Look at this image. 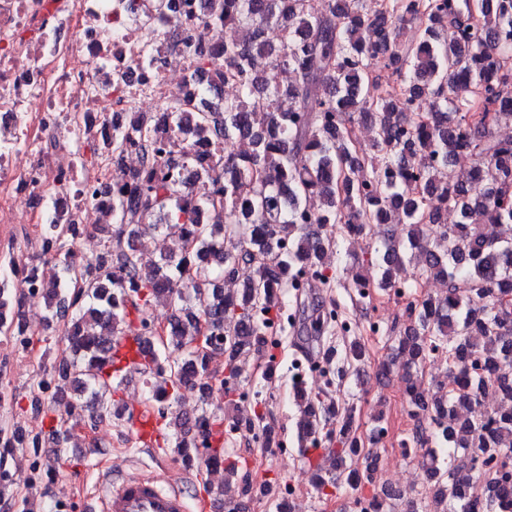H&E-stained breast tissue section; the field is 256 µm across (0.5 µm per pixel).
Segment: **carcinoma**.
Here are the masks:
<instances>
[{
	"mask_svg": "<svg viewBox=\"0 0 512 512\" xmlns=\"http://www.w3.org/2000/svg\"><path fill=\"white\" fill-rule=\"evenodd\" d=\"M199 19L231 24L237 37L217 51L196 48L190 92L175 111L128 112L102 142L117 171L128 152L139 158V167L107 191L112 223L93 227L105 251L78 265L71 225H43L58 268L43 287L47 324L64 319L71 356L43 367L37 390L57 375L90 393L98 417L111 414L126 380L104 371L118 335L149 345L140 375L156 378L149 401L164 403L189 385L213 383L219 356H234L224 361L222 383L252 375L249 359L265 346L274 319L289 323L282 335L307 342L348 333L335 299L317 301L307 314L305 298L294 292L303 270L319 267L338 246L333 233H311L308 225L341 224L351 235L401 215L405 240L385 244L377 287L414 288L425 278L446 281L448 290L408 304L412 324L391 339L392 349L416 372L442 352L454 374L453 387L431 401L408 374L410 416L427 425L417 452L434 486L410 512H512V311L500 306L512 299V140H484L480 126L466 120L478 92L493 122L512 121V0H383L370 13L364 0H199L177 35ZM413 20L424 29L409 41L402 31ZM377 55L394 77L387 87L369 68ZM258 57L293 72L295 81L282 85L260 74ZM226 82L236 85L234 96L198 108L204 90ZM420 98L432 99L433 109L415 116ZM358 118L378 129L368 153L356 139ZM232 139L249 149L224 156ZM462 153L478 165L445 180L448 163ZM177 168L190 177L180 178ZM448 209L457 211L458 223L440 222ZM483 224L504 232L487 236ZM159 234L177 237L181 253L161 250L146 266L141 255ZM415 251L424 264L409 279L405 260ZM241 267L252 271L242 293L224 292V280ZM13 288L0 283V308L20 302ZM160 300L175 315L156 346L144 312ZM171 350L182 357L170 358ZM365 355L356 340L336 353L348 367ZM490 392L498 400L493 412L458 416ZM297 394L304 401L299 436L313 443L321 401L300 387ZM39 411L47 420L43 435L70 439L68 420L53 406ZM334 415L337 455L349 462L348 483H358L366 452L352 434L354 409L341 403ZM159 416L164 441L186 452L181 431ZM223 421L206 406L196 419L214 465L223 459L213 448Z\"/></svg>",
	"mask_w": 512,
	"mask_h": 512,
	"instance_id": "cac0c4a2",
	"label": "carcinoma"
}]
</instances>
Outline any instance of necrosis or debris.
<instances>
[{
	"instance_id": "4bbe7bcc",
	"label": "necrosis or debris",
	"mask_w": 512,
	"mask_h": 512,
	"mask_svg": "<svg viewBox=\"0 0 512 512\" xmlns=\"http://www.w3.org/2000/svg\"><path fill=\"white\" fill-rule=\"evenodd\" d=\"M175 2L143 21L132 0H0L1 250L20 224H90L113 171L88 150L143 102H182L169 71L190 56L170 34L187 0Z\"/></svg>"
}]
</instances>
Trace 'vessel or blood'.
<instances>
[{"instance_id":"1","label":"vessel or blood","mask_w":512,"mask_h":512,"mask_svg":"<svg viewBox=\"0 0 512 512\" xmlns=\"http://www.w3.org/2000/svg\"><path fill=\"white\" fill-rule=\"evenodd\" d=\"M144 362V348L138 337L126 336L112 347V370L135 371ZM136 439L153 447L161 438L159 419L150 410H139L132 418ZM86 512H188L187 498L179 489L153 476L118 477L105 482L98 500L85 504Z\"/></svg>"}]
</instances>
